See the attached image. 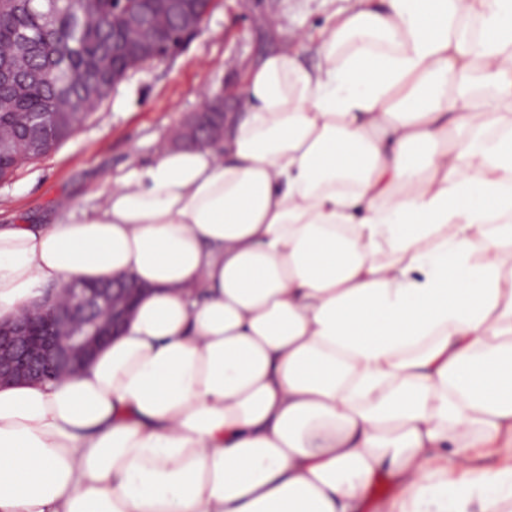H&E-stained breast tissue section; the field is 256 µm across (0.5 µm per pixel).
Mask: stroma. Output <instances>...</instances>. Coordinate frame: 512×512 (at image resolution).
<instances>
[{
  "label": "stroma",
  "instance_id": "1",
  "mask_svg": "<svg viewBox=\"0 0 512 512\" xmlns=\"http://www.w3.org/2000/svg\"><path fill=\"white\" fill-rule=\"evenodd\" d=\"M354 3L213 0L182 50L129 72L67 141L0 180V224L97 206L113 178L169 149L172 132L208 98L222 95L226 111H242L246 75L263 57L285 50L314 65L320 30Z\"/></svg>",
  "mask_w": 512,
  "mask_h": 512
}]
</instances>
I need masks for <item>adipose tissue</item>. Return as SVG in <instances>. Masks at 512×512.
Listing matches in <instances>:
<instances>
[{
    "label": "adipose tissue",
    "instance_id": "ef3b65f1",
    "mask_svg": "<svg viewBox=\"0 0 512 512\" xmlns=\"http://www.w3.org/2000/svg\"><path fill=\"white\" fill-rule=\"evenodd\" d=\"M223 141L0 225V320L143 293L79 372L0 387V512H499L512 467V0H358ZM394 493L395 488L390 481L386 479L376 481L370 488L369 500L365 512L379 511V506L394 496Z\"/></svg>",
    "mask_w": 512,
    "mask_h": 512
}]
</instances>
